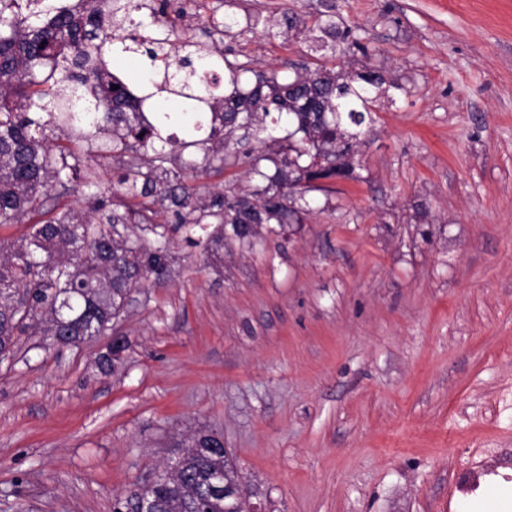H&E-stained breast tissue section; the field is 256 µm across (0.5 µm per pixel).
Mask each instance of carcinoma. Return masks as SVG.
Wrapping results in <instances>:
<instances>
[{
  "instance_id": "1",
  "label": "carcinoma",
  "mask_w": 512,
  "mask_h": 512,
  "mask_svg": "<svg viewBox=\"0 0 512 512\" xmlns=\"http://www.w3.org/2000/svg\"><path fill=\"white\" fill-rule=\"evenodd\" d=\"M282 26L283 36H305L336 64L320 63L312 73L257 72L223 47L226 37ZM355 50L367 53L353 29L331 16L311 23L294 12L257 13L242 23L233 13L204 18L199 0H0V226L32 225L6 255L0 241V355L15 354L33 322L60 344L112 329L128 293L166 275L167 248L146 234L164 236L168 201L183 226L218 220L204 244L216 253L224 226L286 224L288 203L312 184L354 178L372 113L390 90L402 89L367 64H345ZM132 57L140 62L131 80L141 96L114 73ZM147 100L158 107L153 121L142 112ZM273 111L288 117L289 129L279 143L284 158L251 160L266 185L199 205L193 187L166 178L165 164L191 147L203 152L197 173L217 158L234 165L235 131L267 144L265 118ZM173 126L188 139L164 135ZM158 142L170 149H156ZM83 153L122 170L124 213L110 207L95 174H80ZM262 160L274 164L273 174L259 170ZM77 193L88 211L66 201ZM128 223L138 232L113 239L114 225ZM193 444V437L182 444L181 479L153 489L162 512H224L222 489L202 502L190 496L191 485L224 474L223 453L195 452Z\"/></svg>"
}]
</instances>
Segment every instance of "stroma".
Here are the masks:
<instances>
[{"label": "stroma", "mask_w": 512, "mask_h": 512, "mask_svg": "<svg viewBox=\"0 0 512 512\" xmlns=\"http://www.w3.org/2000/svg\"><path fill=\"white\" fill-rule=\"evenodd\" d=\"M350 26L401 86L326 182L219 254L168 223L167 276L109 337L0 363V512H112L202 429L262 512H461L512 491V0H205ZM316 69L304 37L232 42ZM207 195L251 192L241 162Z\"/></svg>", "instance_id": "stroma-1"}]
</instances>
